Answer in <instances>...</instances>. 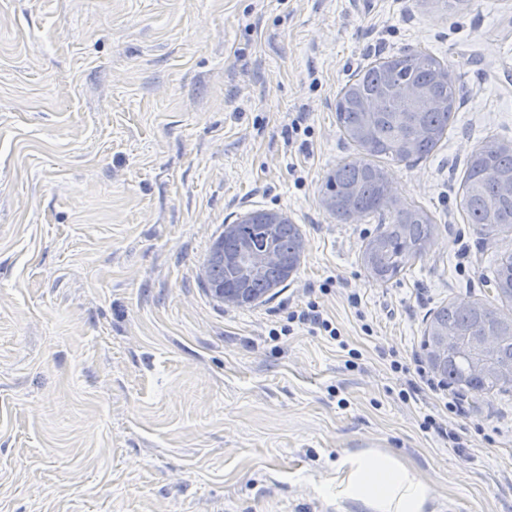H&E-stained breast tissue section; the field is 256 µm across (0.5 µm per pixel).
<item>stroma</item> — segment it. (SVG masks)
Returning a JSON list of instances; mask_svg holds the SVG:
<instances>
[{"instance_id": "obj_1", "label": "stroma", "mask_w": 512, "mask_h": 512, "mask_svg": "<svg viewBox=\"0 0 512 512\" xmlns=\"http://www.w3.org/2000/svg\"><path fill=\"white\" fill-rule=\"evenodd\" d=\"M407 50L462 97L429 158L390 165L436 233L378 284L379 220L337 221L322 185L360 157L337 93ZM492 138L512 143V0H0V512H356L321 487L362 448L449 512H512V392L444 387L422 348L512 254L459 207ZM261 208L298 225L299 266L225 306L204 263ZM311 302L337 337L290 321Z\"/></svg>"}]
</instances>
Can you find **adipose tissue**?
I'll list each match as a JSON object with an SVG mask.
<instances>
[{"label": "adipose tissue", "instance_id": "obj_1", "mask_svg": "<svg viewBox=\"0 0 512 512\" xmlns=\"http://www.w3.org/2000/svg\"><path fill=\"white\" fill-rule=\"evenodd\" d=\"M334 468V477L322 487L330 500L354 503L361 512H442L435 490L392 453H344L337 456Z\"/></svg>", "mask_w": 512, "mask_h": 512}]
</instances>
